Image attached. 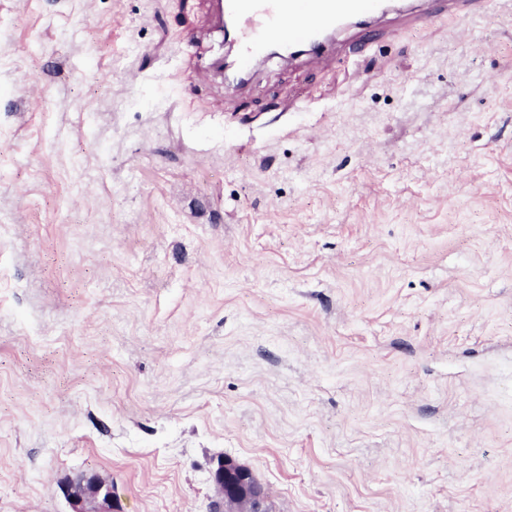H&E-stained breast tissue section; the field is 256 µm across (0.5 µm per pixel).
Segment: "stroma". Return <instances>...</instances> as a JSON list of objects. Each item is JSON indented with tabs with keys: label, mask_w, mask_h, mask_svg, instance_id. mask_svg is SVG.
I'll return each instance as SVG.
<instances>
[{
	"label": "stroma",
	"mask_w": 512,
	"mask_h": 512,
	"mask_svg": "<svg viewBox=\"0 0 512 512\" xmlns=\"http://www.w3.org/2000/svg\"><path fill=\"white\" fill-rule=\"evenodd\" d=\"M377 31L0 0V512H512V0ZM212 11L216 28L224 34L228 22L239 46L234 60L241 80L224 83L227 94L252 80L270 45L305 46L306 57L317 62L330 52L336 29L356 21L361 30L347 53L357 54L376 30L371 25L390 12L385 0H213ZM217 498L215 511L263 512L265 495L251 474L228 458L218 460L213 474ZM73 512H112V487L95 474H83L61 484Z\"/></svg>",
	"instance_id": "35a3bbf8"
}]
</instances>
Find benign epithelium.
<instances>
[{"mask_svg": "<svg viewBox=\"0 0 512 512\" xmlns=\"http://www.w3.org/2000/svg\"><path fill=\"white\" fill-rule=\"evenodd\" d=\"M216 512H263L265 495L251 474L228 458L218 460L213 474ZM73 512H112V487L95 474L61 484Z\"/></svg>", "mask_w": 512, "mask_h": 512, "instance_id": "7a95c632", "label": "benign epithelium"}]
</instances>
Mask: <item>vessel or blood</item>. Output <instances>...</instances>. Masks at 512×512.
Returning a JSON list of instances; mask_svg holds the SVG:
<instances>
[{
    "label": "vessel or blood",
    "mask_w": 512,
    "mask_h": 512,
    "mask_svg": "<svg viewBox=\"0 0 512 512\" xmlns=\"http://www.w3.org/2000/svg\"><path fill=\"white\" fill-rule=\"evenodd\" d=\"M212 11L216 28L230 27L239 46L235 64L241 80L225 86L232 94L252 80L275 43L306 47L309 59L316 62L330 52L337 29L355 21L361 30L347 51L358 53L388 5L386 0H212Z\"/></svg>",
    "instance_id": "b4317fda"
}]
</instances>
